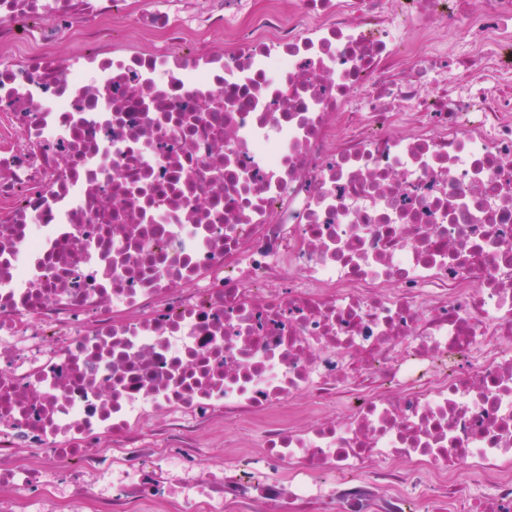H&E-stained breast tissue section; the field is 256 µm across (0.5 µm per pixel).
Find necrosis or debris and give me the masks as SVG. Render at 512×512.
<instances>
[{
    "label": "necrosis or debris",
    "mask_w": 512,
    "mask_h": 512,
    "mask_svg": "<svg viewBox=\"0 0 512 512\" xmlns=\"http://www.w3.org/2000/svg\"><path fill=\"white\" fill-rule=\"evenodd\" d=\"M115 2L0 0V512H310L314 472L395 461L512 512V0L146 8L223 30L189 56L97 39ZM258 413L288 483L172 476L144 433ZM71 461L95 483L63 496Z\"/></svg>",
    "instance_id": "4bbe7bcc"
}]
</instances>
